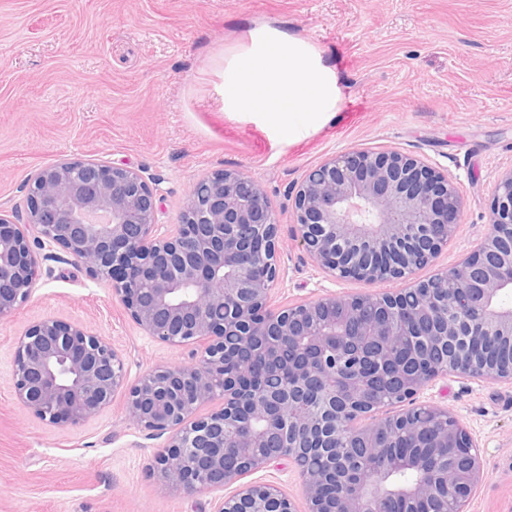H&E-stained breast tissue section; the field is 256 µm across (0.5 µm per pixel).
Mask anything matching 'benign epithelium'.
Masks as SVG:
<instances>
[{"label": "benign epithelium", "instance_id": "7a95c632", "mask_svg": "<svg viewBox=\"0 0 512 512\" xmlns=\"http://www.w3.org/2000/svg\"><path fill=\"white\" fill-rule=\"evenodd\" d=\"M295 237L328 275L368 286L403 282L393 291L329 294L293 305L272 303L280 276L278 223L260 184L235 170L212 173L193 186L180 224L156 234V194L136 170L93 160H64L38 170L27 185L25 214L0 213V320L28 301L40 254L31 245L61 248L71 262L105 281L130 319L147 335L192 346L191 363L157 366L127 382L124 360L110 342L81 323L52 317L34 321L17 339L12 384L26 411L54 425L79 427L115 394L126 395L128 420L154 435H168L155 455L153 475L194 496L234 485L217 512H381L384 497L412 502L445 496L465 506L483 479L479 446L450 411L434 431L407 427L414 441L435 434L460 448L459 463L441 482L420 475L417 455L363 474L353 491L326 504L323 473L303 465L305 442L334 454L356 444L375 453L384 437L419 407L417 396L450 373L512 383L509 366L467 359L474 338L512 342V249L491 229L457 264L426 280L415 273L448 246L465 206L448 173L396 150L352 149L312 169L290 194ZM489 223L512 224V169L500 175ZM447 310L427 327L431 304ZM224 320L214 319L216 311ZM275 334L320 361L297 370L293 382L247 399L257 424L240 431L234 389L215 386L224 376V337L240 345ZM389 363L398 387L397 413L381 407L364 418L336 408V378L351 375V393H363L371 373ZM216 400L219 409L197 410ZM279 440V452L261 449ZM233 452L240 466L228 469ZM295 463L303 497L273 484L244 481L279 460ZM402 470L417 473L401 483Z\"/></svg>", "mask_w": 512, "mask_h": 512}]
</instances>
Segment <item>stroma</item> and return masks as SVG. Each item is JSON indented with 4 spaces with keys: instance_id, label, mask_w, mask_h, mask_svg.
<instances>
[{
    "instance_id": "obj_1",
    "label": "stroma",
    "mask_w": 512,
    "mask_h": 512,
    "mask_svg": "<svg viewBox=\"0 0 512 512\" xmlns=\"http://www.w3.org/2000/svg\"><path fill=\"white\" fill-rule=\"evenodd\" d=\"M261 26L309 40L345 89L338 118L294 146L224 110V57ZM357 148L424 158L466 201L417 279L478 245L494 183L512 168V0H0L2 209L25 210L36 170L96 159L140 171L163 234L197 180L235 169L263 186L280 225L274 303L353 295L362 283L329 277L299 245L288 193ZM43 316L111 341L131 382L190 360L141 331L106 282L41 261L31 298L0 320V512H215L224 490L188 497L152 475L166 439L127 421L123 394L78 428L18 404L16 340ZM419 400L448 409L481 449L466 512H512V384L451 374Z\"/></svg>"
}]
</instances>
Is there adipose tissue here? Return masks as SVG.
Returning <instances> with one entry per match:
<instances>
[{"instance_id":"adipose-tissue-1","label":"adipose tissue","mask_w":512,"mask_h":512,"mask_svg":"<svg viewBox=\"0 0 512 512\" xmlns=\"http://www.w3.org/2000/svg\"><path fill=\"white\" fill-rule=\"evenodd\" d=\"M343 87L308 40L265 26L224 59V109L295 145L340 112Z\"/></svg>"}]
</instances>
